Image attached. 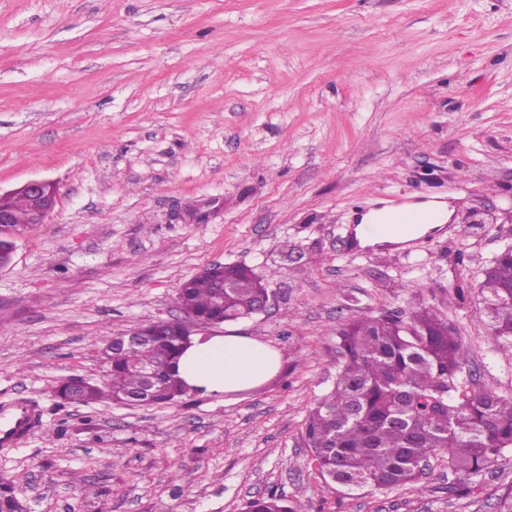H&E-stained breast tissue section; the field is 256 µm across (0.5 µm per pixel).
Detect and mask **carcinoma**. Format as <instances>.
Masks as SVG:
<instances>
[{"mask_svg":"<svg viewBox=\"0 0 512 512\" xmlns=\"http://www.w3.org/2000/svg\"><path fill=\"white\" fill-rule=\"evenodd\" d=\"M224 301L216 280L199 275L184 282L178 303L201 323L252 317L261 277L241 265H225ZM479 289L491 318L490 339L512 347V248L486 269ZM179 324L153 327L135 353L108 355L105 379L80 393L57 388L66 404L111 401L123 404L145 382L131 368L138 362L158 376L155 402L183 389L172 364L184 345ZM340 361L333 389L310 409L305 443L329 488L348 491L401 487L415 481L430 458L465 477L463 492L478 488L473 478L512 449V399L468 387L462 377L468 352L455 327L433 311L409 317L394 313L351 319L336 331ZM247 512H306L299 501L274 494L248 502Z\"/></svg>","mask_w":512,"mask_h":512,"instance_id":"carcinoma-1","label":"carcinoma"}]
</instances>
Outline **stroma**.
I'll return each instance as SVG.
<instances>
[{
  "label": "stroma",
  "instance_id": "obj_1",
  "mask_svg": "<svg viewBox=\"0 0 512 512\" xmlns=\"http://www.w3.org/2000/svg\"><path fill=\"white\" fill-rule=\"evenodd\" d=\"M52 180L48 223L0 268V446L20 512H512V453L477 493L431 458L398 489L325 485L303 436L353 316L434 310L465 374L512 398L478 284L512 246V0H0V190ZM447 204L442 227L361 245L357 219ZM243 264L270 314L219 325L283 354L219 400L61 406L104 340L175 318L181 283ZM92 495H84V488ZM36 410L26 400H19L13 406L8 420L0 424V445L8 446L27 436L32 430H39ZM246 512H306L301 503L287 501L274 494L259 495L248 502Z\"/></svg>",
  "mask_w": 512,
  "mask_h": 512
}]
</instances>
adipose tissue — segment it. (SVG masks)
Segmentation results:
<instances>
[{"label":"adipose tissue","mask_w":512,"mask_h":512,"mask_svg":"<svg viewBox=\"0 0 512 512\" xmlns=\"http://www.w3.org/2000/svg\"><path fill=\"white\" fill-rule=\"evenodd\" d=\"M281 361L278 350L246 335L198 334L181 351L175 370L186 391L219 398L264 382Z\"/></svg>","instance_id":"ef3b65f1"}]
</instances>
